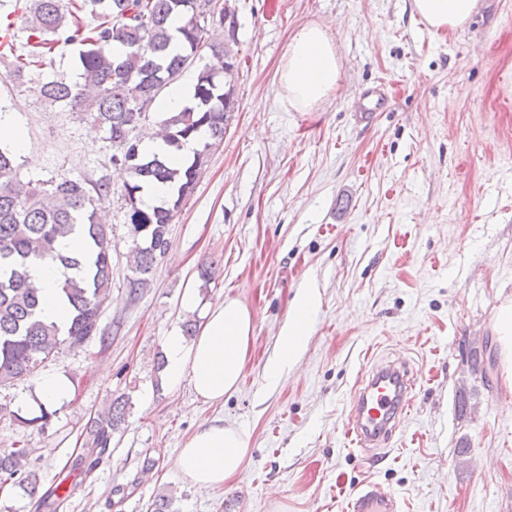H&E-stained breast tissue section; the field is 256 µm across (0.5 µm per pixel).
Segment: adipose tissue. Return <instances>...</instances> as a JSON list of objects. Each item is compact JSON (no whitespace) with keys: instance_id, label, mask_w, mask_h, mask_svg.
<instances>
[{"instance_id":"adipose-tissue-1","label":"adipose tissue","mask_w":512,"mask_h":512,"mask_svg":"<svg viewBox=\"0 0 512 512\" xmlns=\"http://www.w3.org/2000/svg\"><path fill=\"white\" fill-rule=\"evenodd\" d=\"M412 10L429 27L453 31L475 13L478 0H411ZM344 77L339 44L324 24L312 21L289 41L276 70L282 102L298 112L316 111ZM31 276L40 290L41 315L67 326L70 314L59 288L60 269L50 262L35 265ZM320 303L316 289L297 295L280 336L276 359L268 370L278 383L295 367L311 336ZM254 330L252 310L241 300L225 298L211 307L192 341L169 336L165 344L169 386L189 381L196 397L210 404L223 403L240 383ZM248 453L246 434L238 425L213 417L199 421L173 460L183 479L197 487L220 490L240 470Z\"/></svg>"}]
</instances>
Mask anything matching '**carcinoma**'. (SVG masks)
Listing matches in <instances>:
<instances>
[{
	"label": "carcinoma",
	"mask_w": 512,
	"mask_h": 512,
	"mask_svg": "<svg viewBox=\"0 0 512 512\" xmlns=\"http://www.w3.org/2000/svg\"><path fill=\"white\" fill-rule=\"evenodd\" d=\"M218 0H83L97 24L79 25L81 6L64 0H31L25 30L26 51L18 52L11 14L0 16V58L11 60L19 78L41 66L45 53L63 42L81 46L79 80L64 78L42 83L39 93L49 105H63L91 119L106 139L120 149L112 163L123 177L129 205V235L133 239L127 288L133 296L148 287L169 249V224L194 193L212 151L224 140L234 112V87L224 81V70L238 68L235 9L221 12ZM183 25L172 34L170 21ZM178 40L177 53L169 52ZM209 53L198 69L192 105L162 120L166 144L180 149L201 129L189 164L171 168L167 156L144 154L131 133L146 118L147 109L181 73ZM16 154L0 147V387L33 376L64 345L78 348L98 333L99 316L112 287L110 228L100 216L102 202L111 193L108 182L65 179L59 182L22 181ZM165 183L169 199L159 207H140V192L150 182ZM81 249L63 254L55 243L71 234ZM50 258L63 268L61 292L71 310L69 324L60 328L40 318L38 288L29 270ZM126 403L89 420V455L109 447L112 432L125 421ZM11 484L31 499L46 503L50 494L29 461L26 448L0 450V488Z\"/></svg>",
	"instance_id": "carcinoma-1"
}]
</instances>
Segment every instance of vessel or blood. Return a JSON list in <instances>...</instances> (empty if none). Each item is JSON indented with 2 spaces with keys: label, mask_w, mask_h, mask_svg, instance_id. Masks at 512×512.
Masks as SVG:
<instances>
[{
  "label": "vessel or blood",
  "mask_w": 512,
  "mask_h": 512,
  "mask_svg": "<svg viewBox=\"0 0 512 512\" xmlns=\"http://www.w3.org/2000/svg\"><path fill=\"white\" fill-rule=\"evenodd\" d=\"M390 98L388 85L358 89L354 96L357 112L384 111ZM417 380L404 364L380 361L361 374L347 422L351 444L372 450L387 443L411 412ZM350 512H397V500L378 483L364 481L349 493Z\"/></svg>",
  "instance_id": "vessel-or-blood-1"
}]
</instances>
